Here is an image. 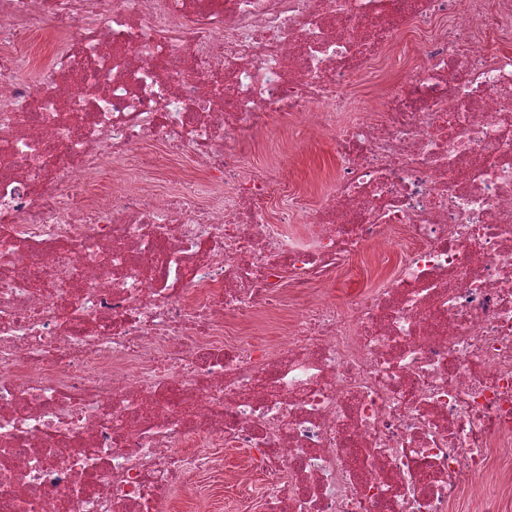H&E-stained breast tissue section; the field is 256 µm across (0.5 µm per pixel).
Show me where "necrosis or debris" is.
Masks as SVG:
<instances>
[{
	"label": "necrosis or debris",
	"mask_w": 512,
	"mask_h": 512,
	"mask_svg": "<svg viewBox=\"0 0 512 512\" xmlns=\"http://www.w3.org/2000/svg\"><path fill=\"white\" fill-rule=\"evenodd\" d=\"M510 42L512 0H0V512H512ZM285 122L336 172L274 218ZM49 48L43 44V37L38 34H33L28 40L25 52L29 57V65L25 72L30 81H34L37 77L38 71L46 61ZM404 73L405 71L401 67L396 66L382 69L374 81H369L365 77H357L352 83L351 91L357 96L380 94L389 97L403 79ZM378 256H381L379 262L376 261ZM392 265L393 259L388 262V257L381 253L361 257L354 262L351 272L336 274L337 288L367 286L378 275L388 272ZM216 480V479H215ZM213 478L206 475L194 476L191 480L194 485L198 501L208 506L213 511H190L194 508L191 504H183L181 512H259L258 497L256 495H242L237 502L227 507H235V510H225V483H217Z\"/></svg>",
	"instance_id": "1"
}]
</instances>
